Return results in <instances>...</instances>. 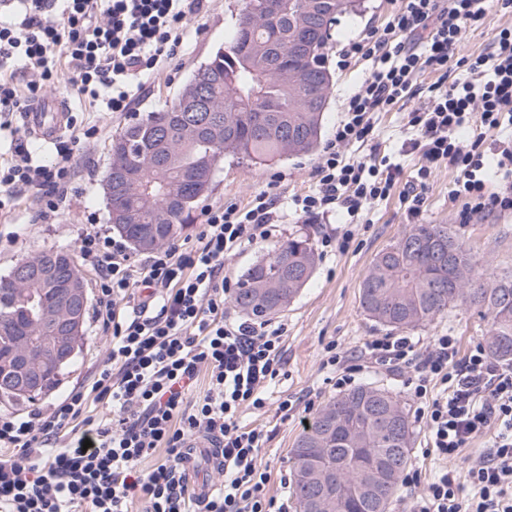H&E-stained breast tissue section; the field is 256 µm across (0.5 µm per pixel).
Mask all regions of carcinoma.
<instances>
[{
    "label": "carcinoma",
    "instance_id": "cac0c4a2",
    "mask_svg": "<svg viewBox=\"0 0 512 512\" xmlns=\"http://www.w3.org/2000/svg\"><path fill=\"white\" fill-rule=\"evenodd\" d=\"M308 0H281L279 12L260 16L263 0H243L224 47L193 71L182 92L159 111L121 129L112 140V164L137 174L128 190L105 194L112 229L138 252H148L193 223L215 173L231 156L263 163L317 150L323 113L303 112L288 71L305 70L328 96L326 66L331 28L303 29ZM204 88L213 103L212 131L196 135L193 100ZM176 197L174 205L168 203ZM316 254L300 232L246 268L232 298L239 311L263 321L284 311L311 279ZM12 275L0 277V375L11 372L27 348L47 342L49 329L33 313L15 312L27 300ZM360 305L375 323L400 330L426 326L450 308L478 307L489 318L484 340L490 356L512 363V275L479 265L446 224H413L372 260ZM298 507L323 499L325 512H388L412 463V429L406 406L390 390L359 385L326 403L290 450Z\"/></svg>",
    "mask_w": 512,
    "mask_h": 512
}]
</instances>
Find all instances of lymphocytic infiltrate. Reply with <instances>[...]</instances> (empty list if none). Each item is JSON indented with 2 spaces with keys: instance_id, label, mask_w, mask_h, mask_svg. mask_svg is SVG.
<instances>
[{
  "instance_id": "lymphocytic-infiltrate-1",
  "label": "lymphocytic infiltrate",
  "mask_w": 512,
  "mask_h": 512,
  "mask_svg": "<svg viewBox=\"0 0 512 512\" xmlns=\"http://www.w3.org/2000/svg\"><path fill=\"white\" fill-rule=\"evenodd\" d=\"M204 0H0V132L11 115L66 78L73 94L108 112H130L144 80L179 51L188 16ZM512 0H397L383 29L347 45L367 65L346 99L344 116L315 167L316 187L295 197L297 212L345 218L341 235L322 248L347 250L368 206L387 199L403 168L387 161L349 159L345 147L377 135L375 115L405 98L426 104L407 115L400 153L421 164L406 193L412 215L423 188L441 166L456 171L455 198L476 213L512 211V182L486 190L483 145L512 131V26L497 29L487 51L459 57L468 29L484 25ZM458 62L467 76L448 79ZM434 80L420 87L421 73ZM475 125L471 140L458 132ZM97 126H69L46 161L20 142L0 151V223L16 202L34 195L41 223H54L69 204L73 151L97 138ZM278 196L263 191L246 207L220 205L204 213L191 243H172L132 261L121 241L100 228L80 238V257L97 274L94 320L109 339L88 386L23 415L0 414V512H130L143 496L145 512H288L268 496L259 453L270 436L242 426L243 410L266 404L269 383L283 364L280 328L224 318L230 282L224 259L267 239L278 223ZM369 359L406 371L428 432L435 470H418L401 484L415 489L408 512H512V368L494 361L483 344L460 353L456 337L379 336L365 342ZM207 387L188 393L199 375ZM112 409L109 421L90 415V402ZM493 433L491 448L459 482L454 462L471 443ZM216 442L224 478L205 496L188 480L187 443ZM163 461H155L157 450ZM153 460L150 470L142 462Z\"/></svg>"
}]
</instances>
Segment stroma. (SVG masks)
Listing matches in <instances>:
<instances>
[{
  "label": "stroma",
  "mask_w": 512,
  "mask_h": 512,
  "mask_svg": "<svg viewBox=\"0 0 512 512\" xmlns=\"http://www.w3.org/2000/svg\"><path fill=\"white\" fill-rule=\"evenodd\" d=\"M241 7V0H206L200 13L187 19L183 47L179 54L152 76L145 85L135 108L138 113L153 112L171 101L184 87L191 73L204 63L218 47L223 46L233 22L232 16ZM394 8L392 0H363L361 11L344 16L333 27L329 40L327 65L333 75V90L323 117L322 141H329L341 120L345 99L366 72L357 59L338 66L340 50L349 42L359 40L373 29L383 28ZM52 95L66 98L78 125L101 128L98 139L80 144L74 152L77 168L72 200L55 223L36 221L32 198H24L15 221L0 223V276L6 275L20 260L32 257L58 245L78 248L79 237L91 226L108 224L102 177L112 162V139L132 120L128 114L103 111L100 106L73 97L66 84L52 88ZM423 99L414 97L399 103L393 111L382 112L376 124L379 138L345 150L346 156H397V139L404 129L406 114L422 107ZM317 155L284 157L266 164H250L225 158L215 176V187L200 203L201 209L222 204L246 206L252 197L267 187H274L282 200L280 222L269 239L248 245L224 263V274L237 282L240 274L253 262L266 257L275 246L299 231L309 232L320 240L323 232L338 224V217L310 222L295 212V196L314 189V167ZM456 173L438 169L425 190V204L419 216L408 213L400 191L388 199L370 205L364 224L355 228L354 241L347 251H334L318 257V264L308 285L288 308L271 320L282 331L285 363L273 380L265 408L245 410L243 425L267 431L270 440L261 451L270 480L267 492L282 497L284 483L293 479L289 451L318 409L336 396L337 389L330 368H327L325 347L336 342L344 355L359 354L363 344L375 336L388 335V328L370 320L360 306V287L375 255L394 244L410 224H445L465 242L473 257L496 274L512 273V213L465 215L463 201L452 196ZM487 318L476 307H459L424 327L413 329V336L428 339L449 334L455 336L461 352L483 339ZM87 339L76 362L62 384L52 394L40 399V406L62 398L73 388L85 385L104 357L108 340L94 322H87ZM357 384L373 383L389 388L405 403L413 431L412 464L430 477L434 463L425 455L427 432L418 417V404L403 383L402 373L378 365L371 360L361 362ZM291 400L296 409L288 419H281L277 407L282 400Z\"/></svg>",
  "instance_id": "stroma-1"
}]
</instances>
